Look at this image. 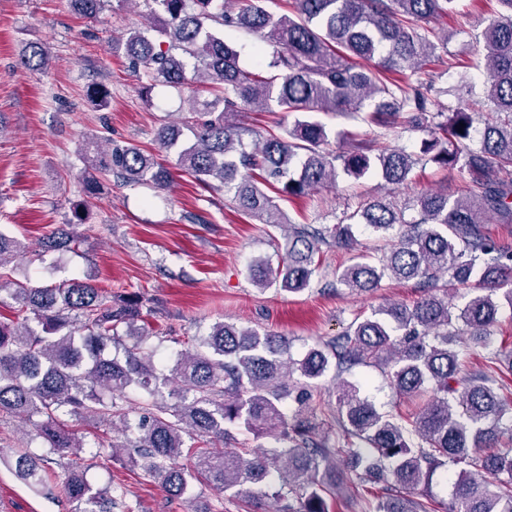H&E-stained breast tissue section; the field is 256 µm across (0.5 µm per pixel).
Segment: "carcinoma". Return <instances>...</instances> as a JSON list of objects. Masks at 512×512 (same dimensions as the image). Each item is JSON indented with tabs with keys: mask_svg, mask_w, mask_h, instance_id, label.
Instances as JSON below:
<instances>
[{
	"mask_svg": "<svg viewBox=\"0 0 512 512\" xmlns=\"http://www.w3.org/2000/svg\"><path fill=\"white\" fill-rule=\"evenodd\" d=\"M156 19L158 38L129 32L124 49L143 70L142 89L164 85L188 91L183 119L191 142L166 127L158 138L177 149V165L214 191H224L244 212L265 224L283 216L260 184H282L290 196L333 184L344 173L372 171L386 183L408 181L419 159L397 146L348 133L350 149L330 152L324 123L315 112H337L388 130L422 132V154L446 170L467 175V192L443 187L423 193L404 208L377 197L333 227L288 228L282 264L258 259L248 273L259 289L277 285L301 293L315 273L314 255L330 242L354 248L349 222L391 242L379 252L359 253L336 270V284L370 292L385 278L414 280L424 295L413 306L390 303L355 318L335 339L291 356L288 339L219 321L197 338L193 351L177 354L167 372L140 339L144 305L134 296L104 295L73 279L58 286L0 282V307L18 305L38 328L0 319V413L30 423L32 439L46 452L29 450L11 459L16 477L35 490L47 486L48 455L77 456L85 436L72 423L118 416L133 444L112 441V457L134 448L130 460L173 495L191 480L253 500H270L268 512H329L328 498L343 494L336 482L341 453L362 480H384L407 495L365 502L364 512H429L433 476L463 465L448 512H512V439L503 443L512 388L500 382L512 373V356L496 352L484 368L466 369L465 349L490 348L491 329L502 302L512 307V242L494 241L484 225L512 224V0H496L497 19L482 34L484 101L496 120L484 124L470 147L479 113L470 102L450 106L430 98L427 62L448 52V38L423 27L456 9L459 0H288L276 15L267 0H143ZM73 10L94 20L104 0H71ZM243 28L272 50L271 71L245 73L239 54L214 26ZM25 66L48 62L43 45L29 46ZM193 69V79L186 76ZM301 112L293 125H278L254 146L249 130L229 118L243 112ZM87 168L83 192L98 193L100 177L165 188L171 173L133 145L95 135L81 145ZM20 243L0 233V266L22 253ZM465 288L463 305L448 296ZM134 339L122 355H109L118 327ZM383 370L390 387L411 399L431 388L432 397L403 417L379 407L364 387L346 378L336 386V413L318 415L316 397L330 367L337 374L359 365ZM142 389L151 401L134 421L122 412L127 390ZM293 408L285 407V400ZM231 440L222 452L190 448L192 467L175 465L184 436ZM268 445L250 447L249 438ZM78 512H112L114 497L95 490L78 469L63 484Z\"/></svg>",
	"mask_w": 512,
	"mask_h": 512,
	"instance_id": "carcinoma-1",
	"label": "carcinoma"
}]
</instances>
